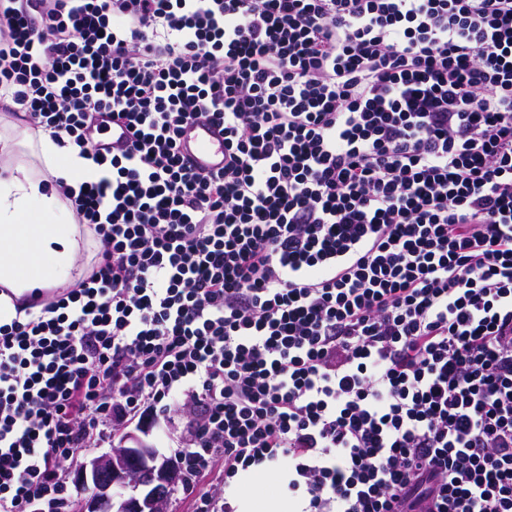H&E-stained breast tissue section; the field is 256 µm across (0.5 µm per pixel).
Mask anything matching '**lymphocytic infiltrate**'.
Masks as SVG:
<instances>
[{
    "label": "lymphocytic infiltrate",
    "instance_id": "lymphocytic-infiltrate-1",
    "mask_svg": "<svg viewBox=\"0 0 512 512\" xmlns=\"http://www.w3.org/2000/svg\"><path fill=\"white\" fill-rule=\"evenodd\" d=\"M0 95L99 245L0 313V512L178 399L193 512H512V0H0ZM180 152L192 165L219 170L224 167V131L211 121H195L184 129ZM38 160L49 173L57 178H64L69 185L77 186V179L82 172L90 171V162L69 154L62 159V149L48 134L38 137ZM256 475L261 474L251 471H243L233 479V482L229 487H226L225 491L224 483L220 485V492L223 497L228 499V501L229 490L242 495L253 492H262L272 499L270 500L263 496H254L247 499L237 500L234 503V506L238 508L237 512H296L298 510L297 502L288 500L283 502L278 500L281 497L288 495L282 488L281 479L274 478L270 482L257 485L252 481L253 477Z\"/></svg>",
    "mask_w": 512,
    "mask_h": 512
}]
</instances>
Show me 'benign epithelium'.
<instances>
[{"mask_svg":"<svg viewBox=\"0 0 512 512\" xmlns=\"http://www.w3.org/2000/svg\"><path fill=\"white\" fill-rule=\"evenodd\" d=\"M181 479L177 460L158 456L127 433L76 469L75 481L90 491L79 512H165L168 490Z\"/></svg>","mask_w":512,"mask_h":512,"instance_id":"obj_1","label":"benign epithelium"}]
</instances>
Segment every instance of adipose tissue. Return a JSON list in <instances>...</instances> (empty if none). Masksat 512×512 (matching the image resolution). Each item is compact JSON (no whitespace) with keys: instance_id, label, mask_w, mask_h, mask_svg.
<instances>
[{"instance_id":"1","label":"adipose tissue","mask_w":512,"mask_h":512,"mask_svg":"<svg viewBox=\"0 0 512 512\" xmlns=\"http://www.w3.org/2000/svg\"><path fill=\"white\" fill-rule=\"evenodd\" d=\"M37 158L42 170L24 164L0 170V285L13 293L0 300L7 312L14 309L13 298L33 289L69 286L80 250L71 207L41 173L73 186L90 163L63 155L47 134L38 138Z\"/></svg>"}]
</instances>
